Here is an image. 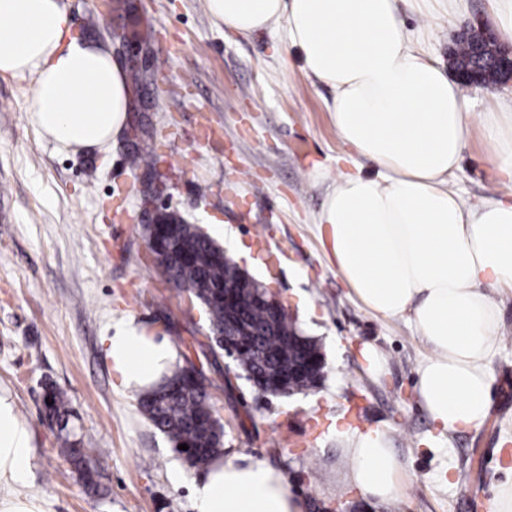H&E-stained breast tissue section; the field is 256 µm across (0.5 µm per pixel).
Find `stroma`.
Returning a JSON list of instances; mask_svg holds the SVG:
<instances>
[{"label": "stroma", "mask_w": 512, "mask_h": 512, "mask_svg": "<svg viewBox=\"0 0 512 512\" xmlns=\"http://www.w3.org/2000/svg\"><path fill=\"white\" fill-rule=\"evenodd\" d=\"M71 34L111 44L125 20L111 0H63ZM152 19L159 107L154 143L172 173L169 203L223 247L242 241L249 273L268 283L326 361L321 386L261 394L233 358L211 353L208 322L158 275L145 246L139 173L122 139L74 152L42 138L31 121L30 76L0 74V393L33 439L15 493L44 512H195L190 469L146 419L137 393L115 379L101 344L105 326L134 318L155 334L183 336L182 360L203 367L224 425V459H261L286 473L307 512H467L512 487V289L491 293L501 310L491 368V410L478 428L435 431L417 391L430 352L405 320L366 310L320 243L319 213L337 175L369 172L343 145L329 112L334 91L302 68L283 22L240 35L210 17L206 0H136ZM411 46L440 66L461 23L489 19V0H434L432 16L398 0ZM476 122L449 180L468 205L500 194L480 124L491 100L512 104V83L469 90ZM266 238L277 262L255 242ZM385 359L367 370L362 351ZM66 391L69 426L100 474L88 490L59 450L42 413L45 384ZM380 428L402 465V497L365 501L350 481L347 437Z\"/></svg>", "instance_id": "obj_1"}]
</instances>
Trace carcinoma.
<instances>
[{
	"mask_svg": "<svg viewBox=\"0 0 512 512\" xmlns=\"http://www.w3.org/2000/svg\"><path fill=\"white\" fill-rule=\"evenodd\" d=\"M152 34V23L133 21L130 35L135 41L148 44ZM127 77L135 105L146 87V78L132 68L127 69ZM152 140L151 129L141 131L127 154L132 168L141 167L146 173L156 170L158 155ZM162 218L170 221L177 249L168 260L155 263V267L163 280L180 292L186 282L194 285L193 297L208 320L209 348L224 350V327L228 324L224 289L237 288L242 328L236 331L232 342L239 368L247 377L288 370V365L298 360L297 349L288 343L289 333L297 330V326L288 315L276 318L267 308L253 303V297L268 293V288L241 269L225 254L223 247L198 225L188 223L179 212L171 209ZM206 381L205 374L194 373V367L185 363L167 378L164 386L146 390L139 397V406L150 424L168 438L173 450L189 467L196 469L207 468L224 445V426L215 416ZM43 398L45 419L57 423L64 431L60 452L75 464L87 488H97V470L88 464L81 441L67 430L70 416L67 394L48 384ZM181 444L188 445V449H179Z\"/></svg>",
	"mask_w": 512,
	"mask_h": 512,
	"instance_id": "1",
	"label": "carcinoma"
}]
</instances>
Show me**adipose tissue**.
<instances>
[{"label": "adipose tissue", "mask_w": 512, "mask_h": 512, "mask_svg": "<svg viewBox=\"0 0 512 512\" xmlns=\"http://www.w3.org/2000/svg\"><path fill=\"white\" fill-rule=\"evenodd\" d=\"M210 15L243 35L285 20L303 67L334 90L340 141L375 173L340 175L319 222L324 251L372 313L404 318L431 352L418 394L440 433L486 420L500 311L487 291L512 288V113L487 112L489 158L504 190L469 206L447 182L472 125L461 85L409 45L397 0H207ZM0 73L31 74L32 120L63 149L104 148L127 127L131 94L105 45L71 37L62 0H0ZM121 387L160 383L180 365L166 338L121 320L101 338ZM31 435L0 396V512H42L9 494L24 482ZM350 479L365 500L401 496L402 463L385 430L349 440ZM196 512H304L268 462L216 457L194 488Z\"/></svg>", "instance_id": "adipose-tissue-1"}]
</instances>
